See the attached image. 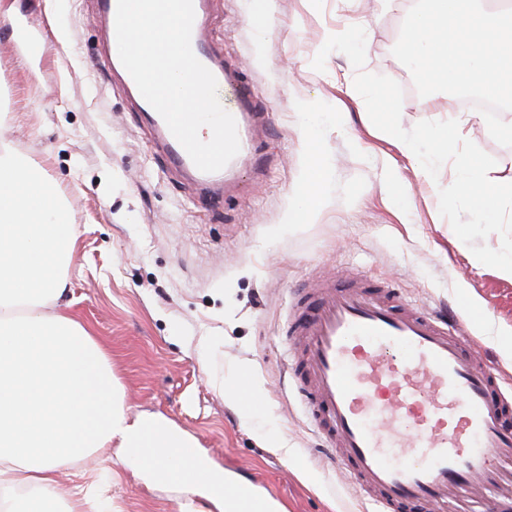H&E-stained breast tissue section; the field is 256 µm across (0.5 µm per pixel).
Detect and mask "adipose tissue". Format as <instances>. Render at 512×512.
Instances as JSON below:
<instances>
[{
    "mask_svg": "<svg viewBox=\"0 0 512 512\" xmlns=\"http://www.w3.org/2000/svg\"><path fill=\"white\" fill-rule=\"evenodd\" d=\"M328 179L327 161L312 153L289 223L312 220ZM72 244L53 186L0 150V494L26 488L14 512H56L61 468L115 444L147 473L205 488L226 507L235 487L215 495L222 479L196 459L192 441L131 417L96 339L67 314H46L67 293L59 268Z\"/></svg>",
    "mask_w": 512,
    "mask_h": 512,
    "instance_id": "obj_1",
    "label": "adipose tissue"
}]
</instances>
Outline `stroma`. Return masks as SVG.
<instances>
[{
  "instance_id": "stroma-1",
  "label": "stroma",
  "mask_w": 512,
  "mask_h": 512,
  "mask_svg": "<svg viewBox=\"0 0 512 512\" xmlns=\"http://www.w3.org/2000/svg\"><path fill=\"white\" fill-rule=\"evenodd\" d=\"M408 0H208L207 36L245 64L269 116L239 198L201 206L155 148L102 46L95 0H0V145L50 182L75 233L59 309L106 349L131 416L155 415L190 435L201 457L279 498L278 512H368L334 465L292 389L281 343L298 288L336 271L391 276L422 307L460 310L489 362L512 375V278L475 265L439 213L432 188L370 121L348 57L311 63L324 28L366 29L365 71L403 89L401 124L441 121L453 99L419 96L392 54ZM47 33L49 59L29 66L9 36L18 19ZM344 112L323 119L317 148L330 165L321 205L287 224L309 159L305 103ZM469 140L512 177V147L483 115ZM262 394L252 419L233 397L243 376ZM89 494L85 512H214L178 480L150 483L121 448L101 449L58 476Z\"/></svg>"
}]
</instances>
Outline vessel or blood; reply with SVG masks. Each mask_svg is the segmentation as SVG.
Returning a JSON list of instances; mask_svg holds the SVG:
<instances>
[{
    "label": "vessel or blood",
    "instance_id": "vessel-or-blood-1",
    "mask_svg": "<svg viewBox=\"0 0 512 512\" xmlns=\"http://www.w3.org/2000/svg\"><path fill=\"white\" fill-rule=\"evenodd\" d=\"M205 0L191 45L229 97L238 154L220 171L199 170L144 98L139 112L171 168L200 199L221 197L256 155L263 117L243 68L222 64L202 35ZM12 44L27 59L47 48L19 22ZM282 341L291 384L334 460L374 512H458L473 486L474 512H512L502 492L512 474V377L491 368L457 317L411 304L388 278L348 272L322 277L293 301Z\"/></svg>",
    "mask_w": 512,
    "mask_h": 512
}]
</instances>
